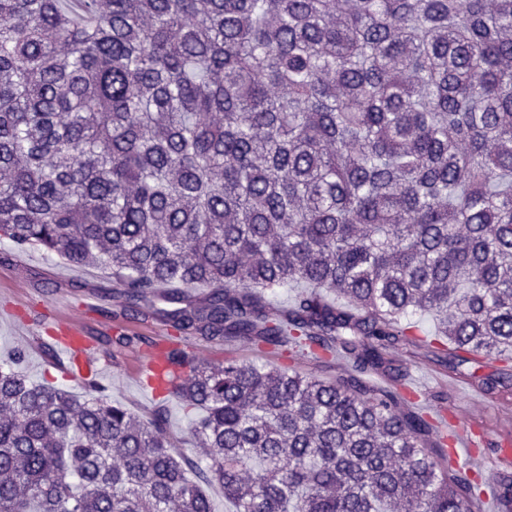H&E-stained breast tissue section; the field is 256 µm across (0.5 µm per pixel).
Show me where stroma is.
I'll use <instances>...</instances> for the list:
<instances>
[{
	"instance_id": "obj_1",
	"label": "stroma",
	"mask_w": 512,
	"mask_h": 512,
	"mask_svg": "<svg viewBox=\"0 0 512 512\" xmlns=\"http://www.w3.org/2000/svg\"><path fill=\"white\" fill-rule=\"evenodd\" d=\"M120 282L110 270L70 264L66 260L47 254L41 247L17 248L10 240L0 237V295L17 297L34 325L45 322L43 314L59 298H66L72 317L83 320L85 334L95 346L102 365L99 383L113 402L119 403L140 418L146 419L158 408L167 411V431L177 444L178 450L189 451L197 460H205L206 453L199 448H188L185 438L196 411L186 408L174 398L153 395L139 381L137 360L139 350L129 347L121 353H113L106 338L115 327L151 338L173 336V329L157 315H130L113 320L108 314L114 301L112 292ZM22 329L13 321H0V362L13 354H21L20 368L26 377L38 384H49L84 394L82 378L63 379L58 367L57 352L48 338L39 343H24ZM197 357L211 363H221L234 358L255 364H287L304 373L322 379H335L348 370L345 360L326 361L301 357L289 360L287 355L271 350H257L244 340L204 341L192 338L188 341ZM397 363L407 366L410 386L421 395L424 415L438 417L440 410L463 419L491 418L486 401L473 391L475 378L456 375L439 365L432 357L418 354L408 356L404 349H396Z\"/></svg>"
}]
</instances>
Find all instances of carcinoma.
<instances>
[{
  "mask_svg": "<svg viewBox=\"0 0 512 512\" xmlns=\"http://www.w3.org/2000/svg\"><path fill=\"white\" fill-rule=\"evenodd\" d=\"M76 2L82 22L0 0V237L110 269L121 314L167 319V396L202 411L210 464L165 409L33 383L17 354L0 512H211L212 483L235 512H468L478 481L434 456L392 352L512 363V0ZM195 336L351 372L216 366Z\"/></svg>",
  "mask_w": 512,
  "mask_h": 512,
  "instance_id": "cac0c4a2",
  "label": "carcinoma"
}]
</instances>
